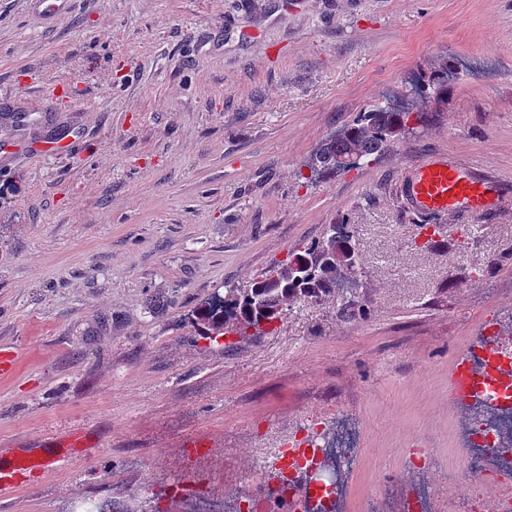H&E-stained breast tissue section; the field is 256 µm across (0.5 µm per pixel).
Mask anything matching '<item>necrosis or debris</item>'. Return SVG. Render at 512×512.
Segmentation results:
<instances>
[{
	"instance_id": "necrosis-or-debris-1",
	"label": "necrosis or debris",
	"mask_w": 512,
	"mask_h": 512,
	"mask_svg": "<svg viewBox=\"0 0 512 512\" xmlns=\"http://www.w3.org/2000/svg\"><path fill=\"white\" fill-rule=\"evenodd\" d=\"M464 354L474 374L487 373L490 357L496 354L502 359V371L512 375V325L500 320L497 329L480 336ZM361 435L359 424L344 416L338 417L333 427L312 435L311 468L317 473L326 468L336 472L335 485L330 486L326 498L314 503L315 512H335L347 500V477L359 465ZM453 437L462 469H449L447 483L436 488L428 479L429 463L412 458L411 473L420 486L402 512H428L433 503L437 512H512V396L484 393L460 404L453 420ZM463 475L472 483L465 498L456 493Z\"/></svg>"
}]
</instances>
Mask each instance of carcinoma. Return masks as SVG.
Instances as JSON below:
<instances>
[{
  "label": "carcinoma",
  "mask_w": 512,
  "mask_h": 512,
  "mask_svg": "<svg viewBox=\"0 0 512 512\" xmlns=\"http://www.w3.org/2000/svg\"><path fill=\"white\" fill-rule=\"evenodd\" d=\"M448 93V67L441 63L418 86L424 99L440 100ZM409 111L371 106L352 123L328 136L308 163L311 175L327 178L341 172L338 161L355 155L365 161L384 152L405 135ZM348 224H331L324 234L295 248L286 259L274 262L247 285H228L198 307L193 326L200 336H235L248 339L272 329L285 299L320 302L349 280H356L358 258Z\"/></svg>",
  "instance_id": "carcinoma-1"
}]
</instances>
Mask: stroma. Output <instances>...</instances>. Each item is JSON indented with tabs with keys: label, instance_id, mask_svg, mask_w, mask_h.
I'll return each instance as SVG.
<instances>
[{
	"label": "stroma",
	"instance_id": "stroma-1",
	"mask_svg": "<svg viewBox=\"0 0 512 512\" xmlns=\"http://www.w3.org/2000/svg\"><path fill=\"white\" fill-rule=\"evenodd\" d=\"M440 101L415 85L441 62ZM53 106H45V95ZM420 116L369 163L308 162L373 104ZM0 448L92 444L0 512H71L119 494L183 512L171 484L268 496L284 440L313 417L363 430L348 512H396L410 449L448 469V374L512 307V0H73L46 21L0 0ZM77 140L37 156L29 141ZM495 178L496 207L441 217L444 243L397 193L432 154ZM355 228L356 288L297 301L225 351L193 310L326 225ZM88 445L87 435L82 430H73L50 437L44 444L45 448H63L69 455L83 452Z\"/></svg>",
	"mask_w": 512,
	"mask_h": 512
}]
</instances>
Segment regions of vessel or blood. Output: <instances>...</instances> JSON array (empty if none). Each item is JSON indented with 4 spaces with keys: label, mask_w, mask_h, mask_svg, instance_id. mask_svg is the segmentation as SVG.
<instances>
[{
    "label": "vessel or blood",
    "mask_w": 512,
    "mask_h": 512,
    "mask_svg": "<svg viewBox=\"0 0 512 512\" xmlns=\"http://www.w3.org/2000/svg\"><path fill=\"white\" fill-rule=\"evenodd\" d=\"M402 197L415 212L439 218L448 213L478 214L493 208L496 197L486 177L476 169H461L447 159L429 157L415 168L411 181L402 187ZM496 376L473 379L465 362H457L448 375V397L456 400L481 387L498 385ZM48 451L42 455L14 454L9 468H0V498L27 484L32 475L47 472L54 464L55 449L76 455L88 447L84 431L65 432L46 441Z\"/></svg>",
    "instance_id": "1"
}]
</instances>
